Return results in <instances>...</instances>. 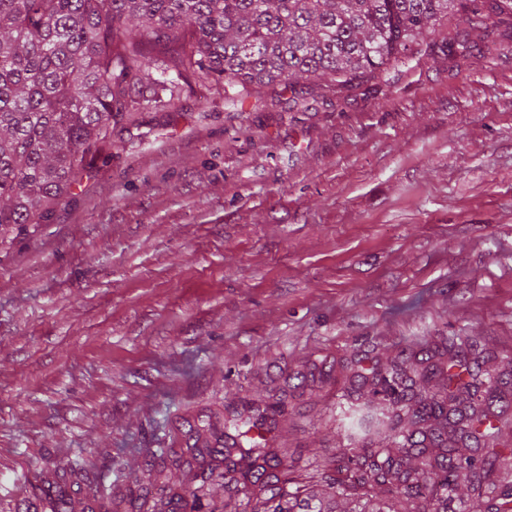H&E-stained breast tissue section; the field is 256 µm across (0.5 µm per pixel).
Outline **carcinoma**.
Instances as JSON below:
<instances>
[{"label":"carcinoma","mask_w":512,"mask_h":512,"mask_svg":"<svg viewBox=\"0 0 512 512\" xmlns=\"http://www.w3.org/2000/svg\"><path fill=\"white\" fill-rule=\"evenodd\" d=\"M466 17L453 35L445 23ZM512 20V0H0V244L47 221L82 174L112 158V133L144 124L135 86L188 74L228 87L324 80L350 91L410 62L413 46L464 56L483 17ZM512 369L466 363L461 345L404 350L371 373L362 436L320 491L293 475L287 451L256 431L245 406L224 414V445L201 421L189 449L200 487L223 472L254 512H452L461 479L492 512H512L506 426ZM498 472L496 479L490 472ZM174 494L154 512H203Z\"/></svg>","instance_id":"cac0c4a2"}]
</instances>
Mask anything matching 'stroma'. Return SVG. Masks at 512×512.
I'll list each match as a JSON object with an SVG mask.
<instances>
[{"label": "stroma", "mask_w": 512, "mask_h": 512, "mask_svg": "<svg viewBox=\"0 0 512 512\" xmlns=\"http://www.w3.org/2000/svg\"><path fill=\"white\" fill-rule=\"evenodd\" d=\"M378 97L194 75L0 248V512H132L144 467L224 411L334 478L343 384L440 338L512 359V33L417 54ZM206 95L210 108L199 110ZM80 459V485L54 483Z\"/></svg>", "instance_id": "obj_1"}]
</instances>
